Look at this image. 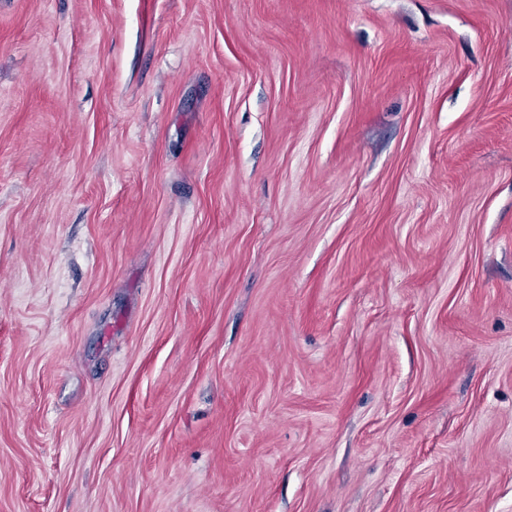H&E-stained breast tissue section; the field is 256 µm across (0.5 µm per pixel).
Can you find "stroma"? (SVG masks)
<instances>
[{
  "mask_svg": "<svg viewBox=\"0 0 512 512\" xmlns=\"http://www.w3.org/2000/svg\"><path fill=\"white\" fill-rule=\"evenodd\" d=\"M0 512H512V0H0Z\"/></svg>",
  "mask_w": 512,
  "mask_h": 512,
  "instance_id": "1",
  "label": "stroma"
}]
</instances>
